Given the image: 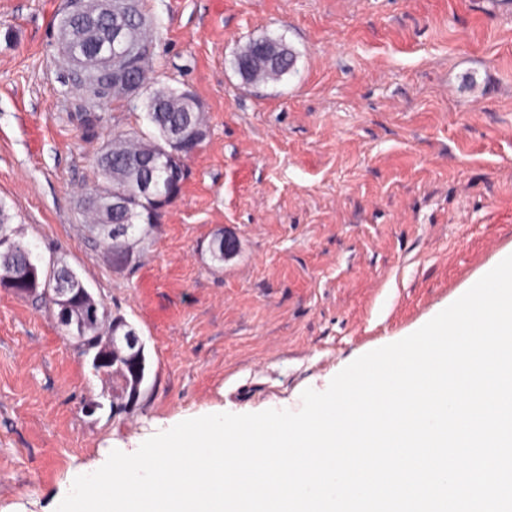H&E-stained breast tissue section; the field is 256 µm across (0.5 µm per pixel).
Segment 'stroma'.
Here are the masks:
<instances>
[{
    "label": "stroma",
    "instance_id": "1",
    "mask_svg": "<svg viewBox=\"0 0 512 512\" xmlns=\"http://www.w3.org/2000/svg\"><path fill=\"white\" fill-rule=\"evenodd\" d=\"M142 4L153 88L190 91L209 136L116 270L79 203L101 146L150 132L145 111L108 103L85 133L59 77L64 0H0V201L41 264L65 260L137 330L147 363L144 396L111 414V378L55 313L0 288V512H55L112 450L183 420L299 410L512 254V0ZM262 37L296 61L250 85L233 61ZM220 232L239 245L221 264Z\"/></svg>",
    "mask_w": 512,
    "mask_h": 512
}]
</instances>
